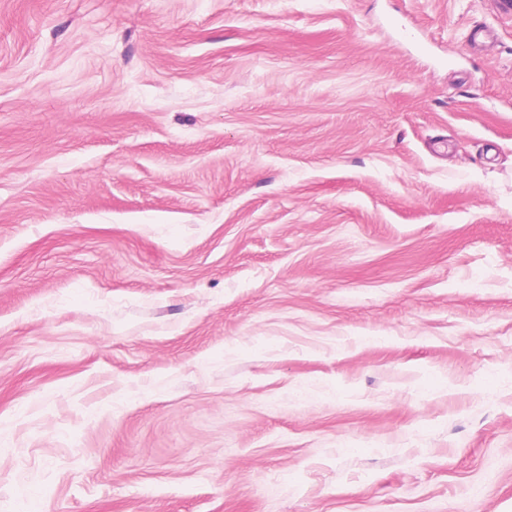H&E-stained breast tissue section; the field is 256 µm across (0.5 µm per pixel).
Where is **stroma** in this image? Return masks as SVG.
Listing matches in <instances>:
<instances>
[{
	"mask_svg": "<svg viewBox=\"0 0 512 512\" xmlns=\"http://www.w3.org/2000/svg\"><path fill=\"white\" fill-rule=\"evenodd\" d=\"M493 2L0 0V512H512Z\"/></svg>",
	"mask_w": 512,
	"mask_h": 512,
	"instance_id": "obj_1",
	"label": "stroma"
}]
</instances>
